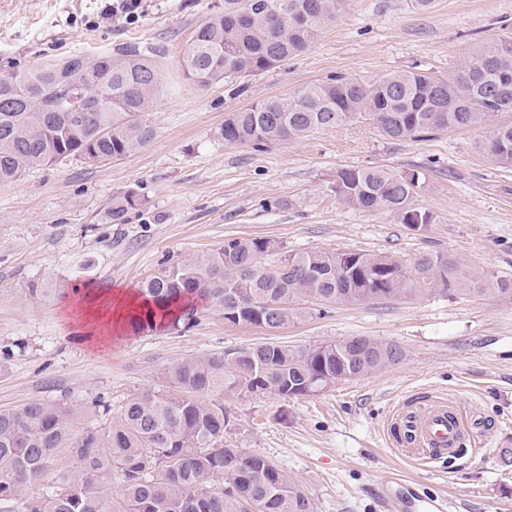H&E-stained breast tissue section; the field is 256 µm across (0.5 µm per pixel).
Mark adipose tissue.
<instances>
[{
  "label": "adipose tissue",
  "instance_id": "ef3b65f1",
  "mask_svg": "<svg viewBox=\"0 0 512 512\" xmlns=\"http://www.w3.org/2000/svg\"><path fill=\"white\" fill-rule=\"evenodd\" d=\"M147 303L133 290H95L89 305L81 306L78 324L82 331L77 338L93 340L96 329H105L107 335H121L130 312L146 309Z\"/></svg>",
  "mask_w": 512,
  "mask_h": 512
}]
</instances>
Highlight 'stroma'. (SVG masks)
Masks as SVG:
<instances>
[{
    "mask_svg": "<svg viewBox=\"0 0 512 512\" xmlns=\"http://www.w3.org/2000/svg\"><path fill=\"white\" fill-rule=\"evenodd\" d=\"M105 0H0V73L136 39L164 45L161 90L147 118L153 141L133 155L90 165L69 158L0 186V408L62 400L104 423L169 365L261 342L314 348L368 336L404 351L401 362L318 395H228V435L302 485L314 512H388L381 491L397 474L451 512H512V167L478 148L483 127L390 140L363 121L258 149L221 135L233 112L342 75L369 84L399 71L444 76L477 45L512 38V0H339L336 19L304 52L257 76L201 88L182 57L202 20L224 0H145L138 21L104 17ZM416 170V206L429 232L389 211L342 205L338 170ZM142 204L111 223L116 194ZM236 237L286 250H352L413 259L451 256L467 295H421L311 306L280 329L225 322L207 304L190 329L147 331L89 347L68 315L73 288L134 289L161 263H178ZM423 396L450 398L474 440L452 458L403 459L390 444L393 414Z\"/></svg>",
    "mask_w": 512,
    "mask_h": 512,
    "instance_id": "1",
    "label": "stroma"
}]
</instances>
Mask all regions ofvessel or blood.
<instances>
[{
	"mask_svg": "<svg viewBox=\"0 0 512 512\" xmlns=\"http://www.w3.org/2000/svg\"><path fill=\"white\" fill-rule=\"evenodd\" d=\"M389 432L402 455L435 460L448 457L459 448L468 429L452 401L433 397L406 405L394 414ZM385 501L392 512H448L450 508L444 498L405 501L396 484L386 486Z\"/></svg>",
	"mask_w": 512,
	"mask_h": 512,
	"instance_id": "vessel-or-blood-1",
	"label": "vessel or blood"
}]
</instances>
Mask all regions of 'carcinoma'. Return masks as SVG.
<instances>
[{
    "instance_id": "1",
    "label": "carcinoma",
    "mask_w": 512,
    "mask_h": 512,
    "mask_svg": "<svg viewBox=\"0 0 512 512\" xmlns=\"http://www.w3.org/2000/svg\"><path fill=\"white\" fill-rule=\"evenodd\" d=\"M338 0H224L197 28L183 55L186 79L199 87L256 76L313 43L336 18ZM159 44L126 41L19 73L0 74V185L28 170L75 158L89 164L136 152L155 136L145 119L159 92ZM88 87L85 119L73 121V85ZM107 97L112 105L96 106ZM512 40L485 43L447 76L417 71L362 84L338 76L310 83L289 98H272L233 112L221 136L267 149L360 116L391 140L492 124L479 145L487 159L512 166ZM420 173L383 167L336 171L332 192L349 207L386 210L424 232L435 218L416 207ZM139 197L112 200L109 218L123 224ZM153 308L130 320L135 333L166 319L187 325L190 310L164 313L189 299L208 302L239 325L282 328L303 319L300 302L361 304L439 292L468 291V277L446 254L410 263L389 254L350 250L290 253L269 238H233L218 251L165 265L142 281ZM403 351L372 338L312 349L263 342L224 354H204L165 368L160 383L130 398L101 430L75 428L78 411L34 401L0 409V502L14 512H115L96 488L117 472L121 512H314L302 486L275 463L229 442L224 394L314 396L332 385L399 363ZM66 449L73 469L40 497L29 487Z\"/></svg>"
}]
</instances>
